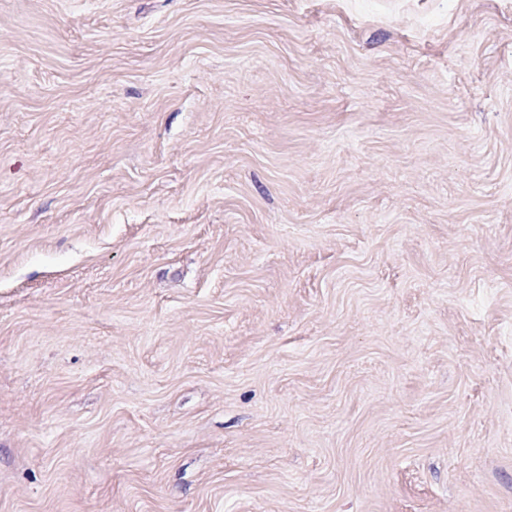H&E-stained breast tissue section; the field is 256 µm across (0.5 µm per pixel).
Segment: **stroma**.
<instances>
[{"label":"stroma","mask_w":512,"mask_h":512,"mask_svg":"<svg viewBox=\"0 0 512 512\" xmlns=\"http://www.w3.org/2000/svg\"><path fill=\"white\" fill-rule=\"evenodd\" d=\"M0 512H512V0H0Z\"/></svg>","instance_id":"1"}]
</instances>
